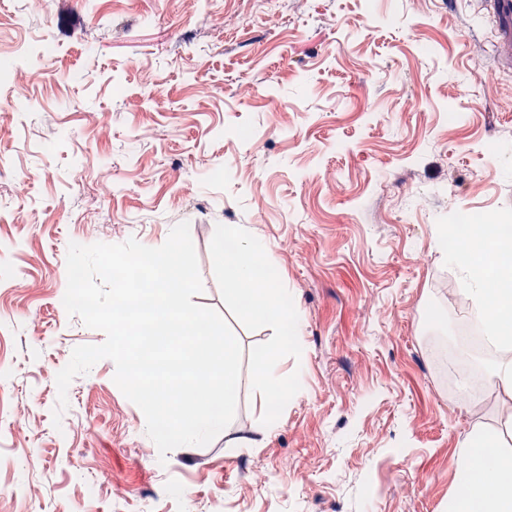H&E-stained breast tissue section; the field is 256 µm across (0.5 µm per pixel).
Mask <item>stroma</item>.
Wrapping results in <instances>:
<instances>
[{"label":"stroma","mask_w":512,"mask_h":512,"mask_svg":"<svg viewBox=\"0 0 512 512\" xmlns=\"http://www.w3.org/2000/svg\"><path fill=\"white\" fill-rule=\"evenodd\" d=\"M0 53L48 37L32 99L0 88V512H441L495 396L450 395L461 345L450 215L512 216V52L484 0H37ZM491 74L476 87L478 72ZM24 183V192L14 190ZM188 223L203 290L243 350L229 434L263 428L251 378L283 326L229 291L228 225L264 240L300 316L304 374L262 447L160 456L113 361L57 373L104 332L63 305L69 243Z\"/></svg>","instance_id":"1"}]
</instances>
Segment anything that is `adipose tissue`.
I'll list each match as a JSON object with an SVG mask.
<instances>
[{"instance_id": "1", "label": "adipose tissue", "mask_w": 512, "mask_h": 512, "mask_svg": "<svg viewBox=\"0 0 512 512\" xmlns=\"http://www.w3.org/2000/svg\"><path fill=\"white\" fill-rule=\"evenodd\" d=\"M441 239H453L457 250L453 262L469 273L468 285L459 296L469 300L486 326L501 357L487 369L484 380L496 393L497 412L504 425L512 427V224H444ZM231 248H219L216 256L232 292L246 302L259 319L271 324L295 323L288 307V290L264 274L268 249L260 239L245 235L235 226H225ZM493 253L495 277L480 257ZM252 376L265 403L285 400L291 391L279 368L277 355L257 361ZM468 448L456 461V485L449 494L446 512H512V450L503 447L498 430H473ZM496 451L493 465H486L485 449Z\"/></svg>"}]
</instances>
